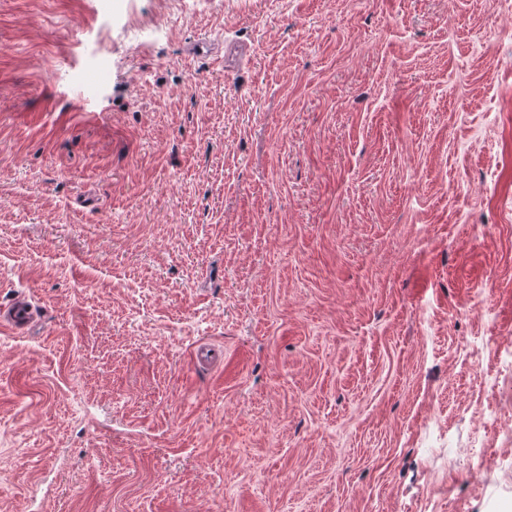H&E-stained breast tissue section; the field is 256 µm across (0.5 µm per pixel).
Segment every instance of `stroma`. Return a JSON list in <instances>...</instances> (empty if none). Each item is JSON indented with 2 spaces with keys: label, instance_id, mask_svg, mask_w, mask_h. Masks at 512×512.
<instances>
[{
  "label": "stroma",
  "instance_id": "stroma-1",
  "mask_svg": "<svg viewBox=\"0 0 512 512\" xmlns=\"http://www.w3.org/2000/svg\"><path fill=\"white\" fill-rule=\"evenodd\" d=\"M17 295L0 512H512V7L0 0ZM37 318V312L25 298L18 296L8 306L0 307V326L19 329L30 326Z\"/></svg>",
  "mask_w": 512,
  "mask_h": 512
}]
</instances>
